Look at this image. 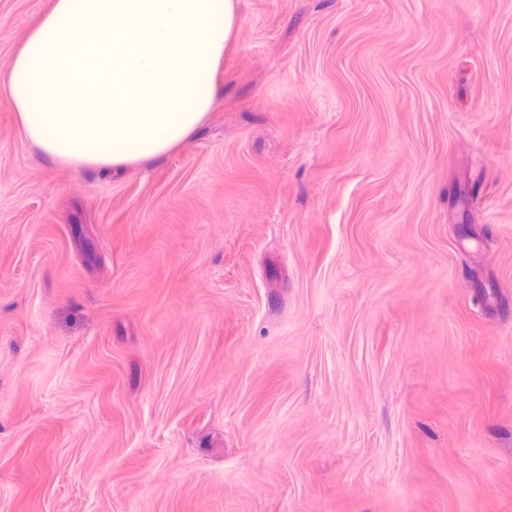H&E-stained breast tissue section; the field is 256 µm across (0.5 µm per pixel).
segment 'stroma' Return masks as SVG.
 Segmentation results:
<instances>
[{
    "label": "stroma",
    "mask_w": 512,
    "mask_h": 512,
    "mask_svg": "<svg viewBox=\"0 0 512 512\" xmlns=\"http://www.w3.org/2000/svg\"><path fill=\"white\" fill-rule=\"evenodd\" d=\"M215 79L122 171L0 94V512H512V0H238Z\"/></svg>",
    "instance_id": "stroma-1"
}]
</instances>
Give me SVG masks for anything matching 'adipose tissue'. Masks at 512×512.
Instances as JSON below:
<instances>
[{
	"label": "adipose tissue",
	"instance_id": "1",
	"mask_svg": "<svg viewBox=\"0 0 512 512\" xmlns=\"http://www.w3.org/2000/svg\"><path fill=\"white\" fill-rule=\"evenodd\" d=\"M236 27L237 0H55L0 92L49 158L135 166L204 123Z\"/></svg>",
	"mask_w": 512,
	"mask_h": 512
}]
</instances>
